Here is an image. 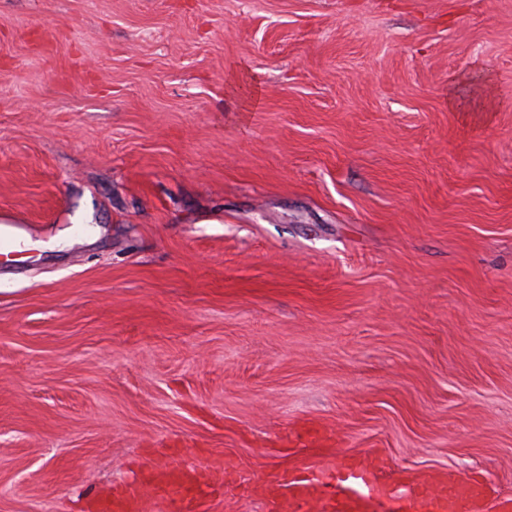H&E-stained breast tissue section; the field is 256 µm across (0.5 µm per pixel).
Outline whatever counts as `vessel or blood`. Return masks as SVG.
<instances>
[{
    "mask_svg": "<svg viewBox=\"0 0 512 512\" xmlns=\"http://www.w3.org/2000/svg\"><path fill=\"white\" fill-rule=\"evenodd\" d=\"M30 233L20 221H0V248L21 252ZM305 441L307 465L268 472L259 482L267 512H512V494H492L479 477L404 468L389 475L372 454L342 451L333 435L312 430ZM191 478L177 465L149 471L163 512H207V497L189 490Z\"/></svg>",
    "mask_w": 512,
    "mask_h": 512,
    "instance_id": "obj_1",
    "label": "vessel or blood"
}]
</instances>
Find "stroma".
Segmentation results:
<instances>
[{"instance_id": "obj_1", "label": "stroma", "mask_w": 512, "mask_h": 512, "mask_svg": "<svg viewBox=\"0 0 512 512\" xmlns=\"http://www.w3.org/2000/svg\"><path fill=\"white\" fill-rule=\"evenodd\" d=\"M5 210L0 512L304 424L512 491V0H0ZM0 223L1 249L9 251V254L21 252L25 248L27 236L31 235L29 224H23L12 218L1 219Z\"/></svg>"}]
</instances>
